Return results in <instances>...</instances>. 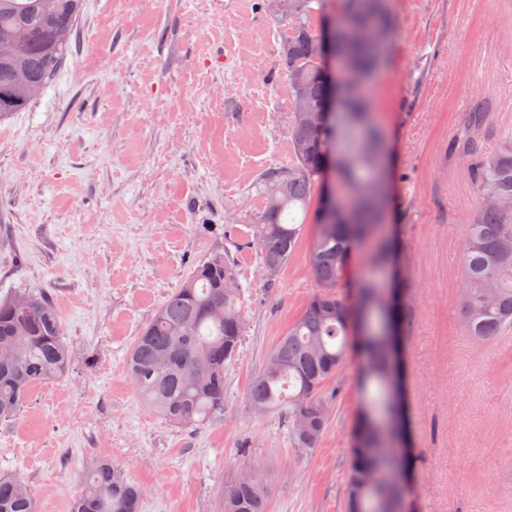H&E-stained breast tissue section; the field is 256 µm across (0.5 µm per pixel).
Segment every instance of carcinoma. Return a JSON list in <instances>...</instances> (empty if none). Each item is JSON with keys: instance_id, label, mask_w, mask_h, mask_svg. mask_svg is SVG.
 Wrapping results in <instances>:
<instances>
[{"instance_id": "obj_1", "label": "carcinoma", "mask_w": 512, "mask_h": 512, "mask_svg": "<svg viewBox=\"0 0 512 512\" xmlns=\"http://www.w3.org/2000/svg\"><path fill=\"white\" fill-rule=\"evenodd\" d=\"M281 63L290 89L288 143L293 164L264 174L258 190L265 206L254 225L263 273L281 272L313 218L310 266L313 292L288 326L247 393L251 412H285L288 445L312 455L332 415L334 393L325 384L341 371L360 329L364 358L360 383L366 394L352 428L346 474L347 512H402L408 489L402 473L414 458L403 422L398 361L408 318V290L394 274L398 245L383 224L390 204L379 171L386 155L384 130L373 119L365 85L342 95L346 111L314 129L302 107L322 112L336 99V85L320 63L315 14L343 35L342 52L369 80L385 55L389 25L385 0H340L324 14L325 0H291ZM317 7H312V4ZM83 0H0V120L27 109L45 91L65 58ZM489 101L476 92L462 132L448 143V157L466 162L479 198L464 225L459 257L460 325L478 344L512 332V136L489 154L485 131ZM299 210L302 220L289 214ZM371 245L372 273L357 287L356 313L339 294L348 263ZM232 287H225L227 281ZM243 291L229 253L197 265L142 328L127 355L139 396L167 422L209 423L224 415L225 371L239 357L245 324ZM70 351L53 301L18 288L0 295V421L20 412L32 390L60 377ZM271 484L255 466L221 490L222 512H268ZM143 489L109 458L96 459L81 475L71 512H141ZM0 512H35L32 489L0 475Z\"/></svg>"}]
</instances>
